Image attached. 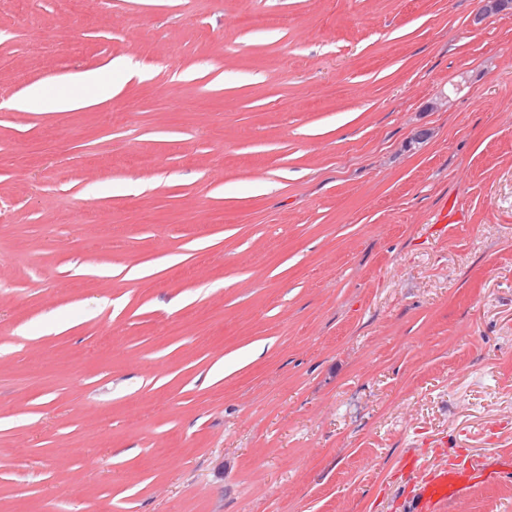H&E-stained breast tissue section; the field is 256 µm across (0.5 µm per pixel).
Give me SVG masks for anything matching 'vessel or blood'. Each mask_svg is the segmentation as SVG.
I'll list each match as a JSON object with an SVG mask.
<instances>
[{
    "mask_svg": "<svg viewBox=\"0 0 512 512\" xmlns=\"http://www.w3.org/2000/svg\"><path fill=\"white\" fill-rule=\"evenodd\" d=\"M487 475V470L474 460L434 468L415 504L416 512H442L448 501L463 497Z\"/></svg>",
    "mask_w": 512,
    "mask_h": 512,
    "instance_id": "b4317fda",
    "label": "vessel or blood"
}]
</instances>
